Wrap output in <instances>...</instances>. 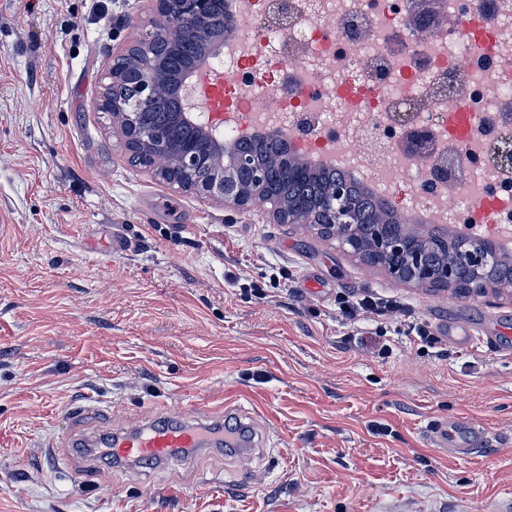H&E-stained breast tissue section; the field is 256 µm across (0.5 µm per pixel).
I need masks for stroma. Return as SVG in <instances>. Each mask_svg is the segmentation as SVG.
Masks as SVG:
<instances>
[{"label":"stroma","mask_w":512,"mask_h":512,"mask_svg":"<svg viewBox=\"0 0 512 512\" xmlns=\"http://www.w3.org/2000/svg\"><path fill=\"white\" fill-rule=\"evenodd\" d=\"M156 18L153 0H0V512H484L512 494V355L408 332L512 329V296L398 282L132 165L98 101ZM368 291L408 316L337 320L339 296ZM239 396L270 431L249 458L86 472L58 445ZM454 417L489 444L432 448L428 422Z\"/></svg>","instance_id":"stroma-1"}]
</instances>
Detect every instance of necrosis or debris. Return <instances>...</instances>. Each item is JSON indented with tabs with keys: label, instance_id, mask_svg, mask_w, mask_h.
<instances>
[{
	"label": "necrosis or debris",
	"instance_id": "necrosis-or-debris-1",
	"mask_svg": "<svg viewBox=\"0 0 512 512\" xmlns=\"http://www.w3.org/2000/svg\"><path fill=\"white\" fill-rule=\"evenodd\" d=\"M480 3L443 0L438 24L408 0H244L238 47L211 68L224 79L225 139L280 132L299 156L351 166L406 215L452 198L448 220L469 234L512 226V162L501 157L512 145V0ZM270 74L273 91L248 92ZM408 126L427 132L423 153L400 148Z\"/></svg>",
	"mask_w": 512,
	"mask_h": 512
}]
</instances>
